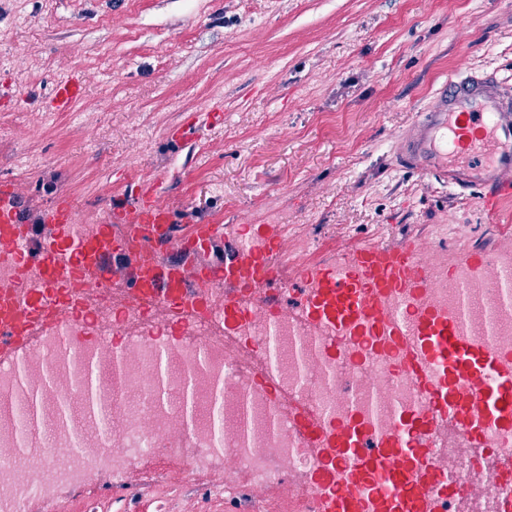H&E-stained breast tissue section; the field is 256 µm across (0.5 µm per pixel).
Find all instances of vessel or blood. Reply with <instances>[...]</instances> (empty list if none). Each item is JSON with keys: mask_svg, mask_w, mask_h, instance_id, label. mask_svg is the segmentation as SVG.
I'll return each instance as SVG.
<instances>
[{"mask_svg": "<svg viewBox=\"0 0 512 512\" xmlns=\"http://www.w3.org/2000/svg\"><path fill=\"white\" fill-rule=\"evenodd\" d=\"M82 85L59 82L55 112L68 111ZM397 166L425 173L465 196L478 193L495 215L512 199V85L493 72L460 71L403 133ZM17 184L0 181V261L37 269L38 285L18 294L0 284V370L17 369L38 328L90 338L74 325L84 307L76 280L95 285L118 272L112 260L134 255V293L171 308L197 305L212 275L224 279L226 325L287 314L304 326L330 382L346 405L324 416L302 399L288 402V421L310 459L283 489L302 512H512V283L485 251L458 256L440 288L434 248L413 240L348 251L335 264H308L286 276L274 246L223 242L216 224L192 225L175 237L172 209L159 184L143 183L110 210L97 236L69 232L76 211L60 198L42 214L49 227L33 246L34 225L20 209ZM179 254L223 246L213 267L185 269L160 260L156 245ZM249 292L253 304L240 303ZM410 386L416 401L397 388ZM476 465L463 467V458Z\"/></svg>", "mask_w": 512, "mask_h": 512, "instance_id": "b4317fda", "label": "vessel or blood"}]
</instances>
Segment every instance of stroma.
I'll return each instance as SVG.
<instances>
[{
    "label": "stroma",
    "instance_id": "35a3bbf8",
    "mask_svg": "<svg viewBox=\"0 0 512 512\" xmlns=\"http://www.w3.org/2000/svg\"><path fill=\"white\" fill-rule=\"evenodd\" d=\"M464 68L512 84V0H0V180L33 224L63 195L106 223L128 184L157 180L178 225L280 233L292 264L407 238L495 250L512 201L491 218L393 162ZM71 75L85 96L51 111ZM179 123L191 140L170 139ZM177 464L96 466L25 512H289L278 489H220L223 459Z\"/></svg>",
    "mask_w": 512,
    "mask_h": 512
}]
</instances>
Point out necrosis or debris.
Segmentation results:
<instances>
[{
    "label": "necrosis or debris",
    "mask_w": 512,
    "mask_h": 512,
    "mask_svg": "<svg viewBox=\"0 0 512 512\" xmlns=\"http://www.w3.org/2000/svg\"><path fill=\"white\" fill-rule=\"evenodd\" d=\"M84 297L98 312L95 342L59 358L55 341L44 338L27 352L23 367L28 390L41 392L44 404L53 406L77 393L44 391L47 371L66 379L94 358L104 412L58 426L55 444L22 464L21 439L29 434L23 397L13 374L0 372V512H24L28 499L44 495L50 483H77L91 466L119 457L177 454L188 470L200 456H229L238 471L259 470L267 486L279 484L282 470L307 469L291 428L281 426V412L256 385L269 370L282 398H308L328 413L340 409L335 389L322 377L300 374L294 359L298 328L280 320L270 328L258 323L235 331L226 328L223 314L191 312L182 339L170 343L168 311L146 297L115 282L89 287ZM161 367L169 377L191 378V416L183 415L176 390L157 398L152 383ZM222 381L233 390L218 405L214 389Z\"/></svg>",
    "instance_id": "necrosis-or-debris-1"
}]
</instances>
